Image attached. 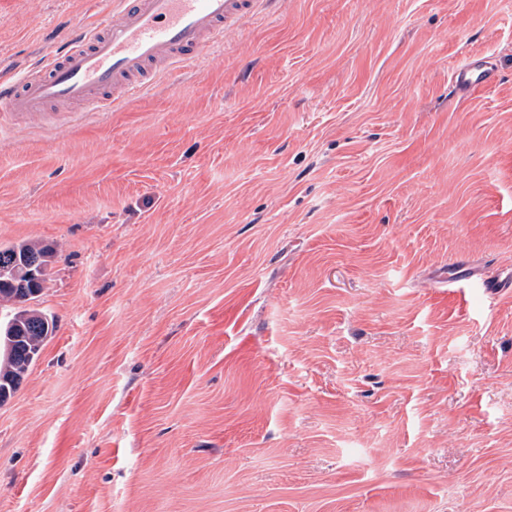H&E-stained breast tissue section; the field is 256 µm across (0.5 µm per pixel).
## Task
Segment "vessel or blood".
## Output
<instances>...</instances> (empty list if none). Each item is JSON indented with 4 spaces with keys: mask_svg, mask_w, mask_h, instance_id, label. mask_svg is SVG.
I'll return each instance as SVG.
<instances>
[{
    "mask_svg": "<svg viewBox=\"0 0 512 512\" xmlns=\"http://www.w3.org/2000/svg\"><path fill=\"white\" fill-rule=\"evenodd\" d=\"M265 0H116L109 18L85 28L46 63L14 81L0 82V110L45 118L51 106L70 112H105L140 94L160 73L188 65L226 35L247 28ZM497 67L485 54L470 56L454 72L457 94L493 82ZM476 279L505 288L506 276L454 267L449 287Z\"/></svg>",
    "mask_w": 512,
    "mask_h": 512,
    "instance_id": "vessel-or-blood-1",
    "label": "vessel or blood"
}]
</instances>
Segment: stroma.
Segmentation results:
<instances>
[{"label": "stroma", "mask_w": 512, "mask_h": 512, "mask_svg": "<svg viewBox=\"0 0 512 512\" xmlns=\"http://www.w3.org/2000/svg\"><path fill=\"white\" fill-rule=\"evenodd\" d=\"M112 6L0 0V80ZM21 240L57 330L0 512H512V288L441 285L512 267V0H269L131 102L13 118ZM496 72V63L491 56L474 54L455 70L452 85L457 94L470 95L479 87L491 84ZM453 272L448 273V288H455L462 282L470 281L472 279L479 280L482 288H508L509 280L508 275L503 276L498 273L494 280H489L483 276L481 269L477 267L468 266H452Z\"/></svg>", "instance_id": "stroma-1"}]
</instances>
